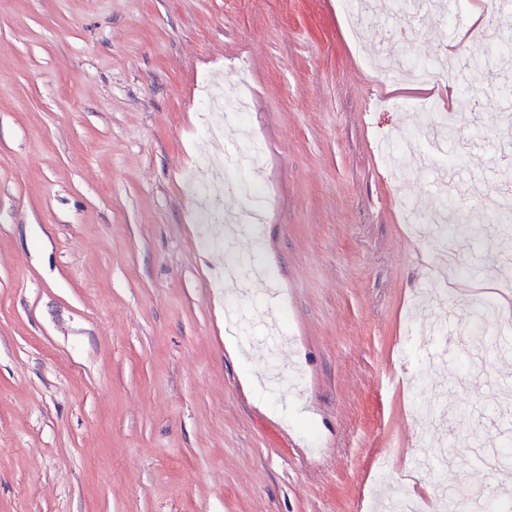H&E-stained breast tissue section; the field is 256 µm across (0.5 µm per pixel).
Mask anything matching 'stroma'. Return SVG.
I'll use <instances>...</instances> for the list:
<instances>
[{"mask_svg": "<svg viewBox=\"0 0 512 512\" xmlns=\"http://www.w3.org/2000/svg\"><path fill=\"white\" fill-rule=\"evenodd\" d=\"M438 2L356 32L340 0H0V512H377L403 482L512 512V408L488 405L512 331L472 341L463 303L404 340L452 239L437 169L395 181L390 153L427 141L416 106L448 86L376 72L383 50L481 62L458 129L498 132L459 168L481 185L455 197L461 257L512 290V222L484 207L512 185V21ZM228 89L246 124L206 139ZM245 135L260 170L196 222L189 169ZM251 186L265 220L240 239L269 276L247 290L277 285L288 334L254 360L218 285L219 215Z\"/></svg>", "mask_w": 512, "mask_h": 512, "instance_id": "stroma-1", "label": "stroma"}]
</instances>
